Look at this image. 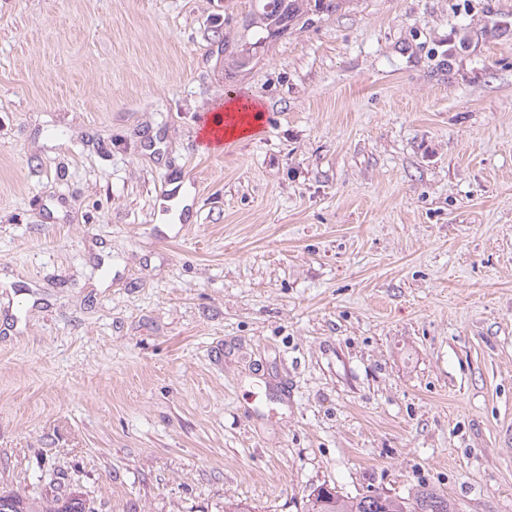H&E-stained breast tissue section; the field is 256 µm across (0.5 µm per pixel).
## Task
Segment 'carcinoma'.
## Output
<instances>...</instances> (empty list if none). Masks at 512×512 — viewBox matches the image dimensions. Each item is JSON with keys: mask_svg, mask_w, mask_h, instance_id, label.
<instances>
[{"mask_svg": "<svg viewBox=\"0 0 512 512\" xmlns=\"http://www.w3.org/2000/svg\"><path fill=\"white\" fill-rule=\"evenodd\" d=\"M305 0H249V10L233 35H224V59L235 68L250 62L251 53L268 39L288 31L305 15ZM0 507L5 512H91L85 499L76 492L51 498L40 504L10 490H0ZM305 512H457L448 494L422 488L413 497L375 492L344 498L320 486L305 503Z\"/></svg>", "mask_w": 512, "mask_h": 512, "instance_id": "carcinoma-1", "label": "carcinoma"}]
</instances>
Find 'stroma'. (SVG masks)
Listing matches in <instances>:
<instances>
[{"mask_svg": "<svg viewBox=\"0 0 512 512\" xmlns=\"http://www.w3.org/2000/svg\"><path fill=\"white\" fill-rule=\"evenodd\" d=\"M248 9L0 0V488L512 512V0H344L234 69ZM233 95L261 131L201 147ZM304 508L305 512H457L447 493L432 488H422L412 498L385 492L344 498L320 486L308 495Z\"/></svg>", "mask_w": 512, "mask_h": 512, "instance_id": "obj_1", "label": "stroma"}]
</instances>
